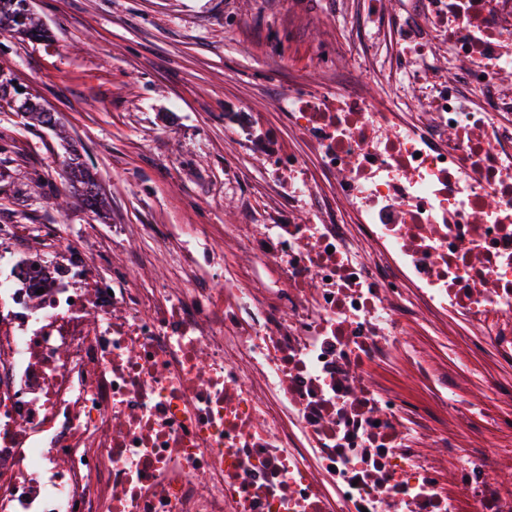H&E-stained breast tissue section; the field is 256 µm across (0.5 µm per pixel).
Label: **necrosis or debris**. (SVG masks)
Segmentation results:
<instances>
[{"label": "necrosis or debris", "mask_w": 512, "mask_h": 512, "mask_svg": "<svg viewBox=\"0 0 512 512\" xmlns=\"http://www.w3.org/2000/svg\"><path fill=\"white\" fill-rule=\"evenodd\" d=\"M387 5L344 4L387 21L350 34L380 96L326 59L279 95L303 152L226 110L267 180L223 240L116 224L105 279L53 224L0 247V512H512V0ZM416 325L489 357L487 403Z\"/></svg>", "instance_id": "4bbe7bcc"}]
</instances>
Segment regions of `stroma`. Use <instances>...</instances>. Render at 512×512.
<instances>
[{
  "label": "stroma",
  "mask_w": 512,
  "mask_h": 512,
  "mask_svg": "<svg viewBox=\"0 0 512 512\" xmlns=\"http://www.w3.org/2000/svg\"><path fill=\"white\" fill-rule=\"evenodd\" d=\"M51 33H0V224L16 244L63 228L68 252L112 271L114 224H239L242 196L261 167L236 159L245 179L224 191V108L244 104L285 129L275 86L318 82L316 58L351 60L349 18L333 0H31ZM53 112L66 137L25 124L20 91ZM95 172L106 212L66 209L70 150Z\"/></svg>",
  "instance_id": "35a3bbf8"
}]
</instances>
